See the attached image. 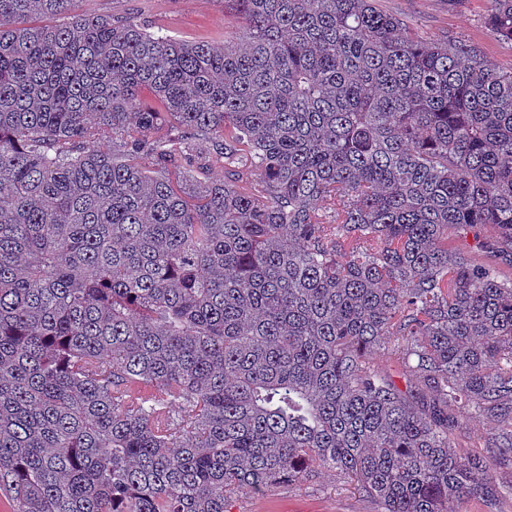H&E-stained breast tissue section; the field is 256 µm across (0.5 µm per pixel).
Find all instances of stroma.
Masks as SVG:
<instances>
[{
    "label": "stroma",
    "instance_id": "obj_1",
    "mask_svg": "<svg viewBox=\"0 0 512 512\" xmlns=\"http://www.w3.org/2000/svg\"><path fill=\"white\" fill-rule=\"evenodd\" d=\"M388 13L401 16L422 35L451 36L478 47L481 56L501 69L512 68V43L499 41L485 24L486 0H379ZM76 14L109 15L126 11L161 26L164 35L186 41H220L239 36L241 24L218 0H74ZM497 426L486 417L464 422L456 431L462 451L487 457L501 486H512V457L488 445ZM234 512H381L375 500L344 485L337 475L323 472L312 483L266 495L249 492L237 497Z\"/></svg>",
    "mask_w": 512,
    "mask_h": 512
}]
</instances>
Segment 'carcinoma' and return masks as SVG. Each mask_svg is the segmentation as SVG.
I'll list each match as a JSON object with an SVG mask.
<instances>
[{
    "mask_svg": "<svg viewBox=\"0 0 512 512\" xmlns=\"http://www.w3.org/2000/svg\"><path fill=\"white\" fill-rule=\"evenodd\" d=\"M220 2L238 42L0 0V490L230 512L327 470L495 509L453 435L512 454V70L376 0Z\"/></svg>",
    "mask_w": 512,
    "mask_h": 512,
    "instance_id": "carcinoma-1",
    "label": "carcinoma"
}]
</instances>
